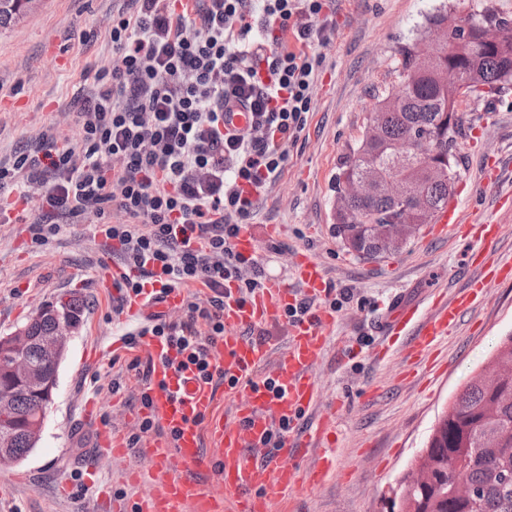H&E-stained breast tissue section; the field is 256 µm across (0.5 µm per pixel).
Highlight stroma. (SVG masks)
Masks as SVG:
<instances>
[{
    "label": "stroma",
    "mask_w": 512,
    "mask_h": 512,
    "mask_svg": "<svg viewBox=\"0 0 512 512\" xmlns=\"http://www.w3.org/2000/svg\"><path fill=\"white\" fill-rule=\"evenodd\" d=\"M444 5L459 14L483 6L512 21V0H332L335 29L319 48L325 63L313 91L314 110L250 226L266 281L293 283L292 260L305 252L322 263L332 289L321 305L342 301L332 348L317 377L322 409L336 413L339 462L351 475L274 501L273 512H390L392 490L424 448L438 416L498 338L512 332L507 280L463 312L454 334L434 353V370L406 375L401 358L372 354L370 320L395 298L459 297L484 269L469 262L470 243L436 235L431 223L399 252L376 259L348 253L333 228L339 168L362 138L375 103L397 87L400 46L416 38L425 16ZM125 6L126 0H43L36 12L0 30V158L41 140L79 145L77 104L92 92L95 72L116 63L109 22ZM459 108L465 123L450 203L464 224L494 216L504 230L492 256L510 259L512 209L499 201L512 194V88L492 98L467 95ZM490 155L502 165L492 185L484 180ZM40 212L35 194L19 220L0 223V336L22 328L63 293L77 296L84 312L59 368L37 447L20 463L0 465V512H98L95 492L66 496L62 483L82 482L91 467L99 486L116 498L137 495L111 460L94 454L83 414L88 400L100 398L114 429L136 433L130 416L140 407L142 381L127 365L143 350H110L113 334L129 326L98 280L104 248L94 223L64 224L48 245L36 249L27 225ZM368 386L381 394L361 401Z\"/></svg>",
    "instance_id": "35a3bbf8"
}]
</instances>
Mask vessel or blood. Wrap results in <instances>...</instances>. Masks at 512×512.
I'll return each instance as SVG.
<instances>
[{
    "mask_svg": "<svg viewBox=\"0 0 512 512\" xmlns=\"http://www.w3.org/2000/svg\"><path fill=\"white\" fill-rule=\"evenodd\" d=\"M472 258L486 266L487 275L473 281L462 298H434L424 315L415 303L390 311L384 332L408 337L400 348L407 363L424 361L451 334L464 309L482 299L494 281L512 278V261L489 258L479 249ZM292 270L298 283L294 289L273 283L243 304L235 289L224 291V337L216 357L225 377L236 382L223 394L232 404L230 415L215 414L217 396L193 370L170 366L174 350L159 339L145 338L142 348L153 363L145 387L151 404L140 414L157 420L166 433L145 449L148 473L124 472L127 482L143 488L136 512H272L275 498L321 485L331 475L347 476L336 459V414L317 409L322 387L316 369L336 322L318 304L327 279L320 261L308 255L298 256ZM128 276L126 269L115 267L104 269L102 277L103 287L123 302L128 318L141 322L180 307L183 293L176 288L156 301L143 294L126 295L120 284ZM302 296L312 309L289 323L282 347L243 336L244 328L283 320L287 308ZM98 412V403L92 402L84 414L85 422L96 427L98 453L124 462L129 453L124 434L98 426ZM280 423L287 424V433L277 447H265L272 426ZM314 448L321 449L320 460L303 466Z\"/></svg>",
    "mask_w": 512,
    "mask_h": 512,
    "instance_id": "1",
    "label": "vessel or blood"
}]
</instances>
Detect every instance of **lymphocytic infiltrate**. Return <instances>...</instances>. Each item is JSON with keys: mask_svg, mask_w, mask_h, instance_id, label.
<instances>
[{"mask_svg": "<svg viewBox=\"0 0 512 512\" xmlns=\"http://www.w3.org/2000/svg\"><path fill=\"white\" fill-rule=\"evenodd\" d=\"M127 2L109 31L118 63L96 72L79 113V148L40 142L0 161V210L39 187L42 212L27 226L33 246L60 233V218H91L135 271L129 292L156 281L187 289L176 317L151 316L128 343L160 339L217 388L224 285L236 282L243 302L265 286L233 241L314 110L325 58L313 46L334 23L328 0ZM232 101L252 114L236 133L224 130Z\"/></svg>", "mask_w": 512, "mask_h": 512, "instance_id": "obj_1", "label": "lymphocytic infiltrate"}]
</instances>
